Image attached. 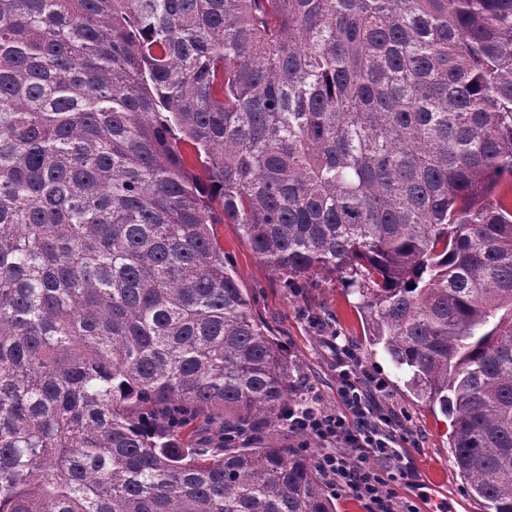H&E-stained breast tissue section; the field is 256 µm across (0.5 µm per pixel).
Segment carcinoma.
<instances>
[{"label": "carcinoma", "instance_id": "carcinoma-1", "mask_svg": "<svg viewBox=\"0 0 512 512\" xmlns=\"http://www.w3.org/2000/svg\"><path fill=\"white\" fill-rule=\"evenodd\" d=\"M506 176L512 0H0V512H336L215 224L351 276L512 512Z\"/></svg>", "mask_w": 512, "mask_h": 512}]
</instances>
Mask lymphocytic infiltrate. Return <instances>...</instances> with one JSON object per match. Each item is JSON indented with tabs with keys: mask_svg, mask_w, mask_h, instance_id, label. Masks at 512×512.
Instances as JSON below:
<instances>
[{
	"mask_svg": "<svg viewBox=\"0 0 512 512\" xmlns=\"http://www.w3.org/2000/svg\"><path fill=\"white\" fill-rule=\"evenodd\" d=\"M342 365L336 390L340 410L325 411L311 405L291 413L288 425L319 444L315 464L335 490L365 501L368 512H397L392 484L398 480L413 484L414 475L403 464L396 415L372 405L364 391L369 384L380 392L385 384L353 359H344ZM380 457L392 464V471L375 467L374 461Z\"/></svg>",
	"mask_w": 512,
	"mask_h": 512,
	"instance_id": "f902f5d3",
	"label": "lymphocytic infiltrate"
}]
</instances>
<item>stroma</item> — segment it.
Returning a JSON list of instances; mask_svg holds the SVG:
<instances>
[{"label":"stroma","mask_w":512,"mask_h":512,"mask_svg":"<svg viewBox=\"0 0 512 512\" xmlns=\"http://www.w3.org/2000/svg\"><path fill=\"white\" fill-rule=\"evenodd\" d=\"M214 234L250 300L255 317L284 345L305 394L328 411L338 409L339 346L385 383L384 406L394 409L408 436L405 464L416 476L397 488V504L418 503L421 512H481L453 462L449 420L406 385V378L372 344L353 285L339 274L303 284L272 271L243 240L237 225L217 224Z\"/></svg>","instance_id":"35a3bbf8"}]
</instances>
